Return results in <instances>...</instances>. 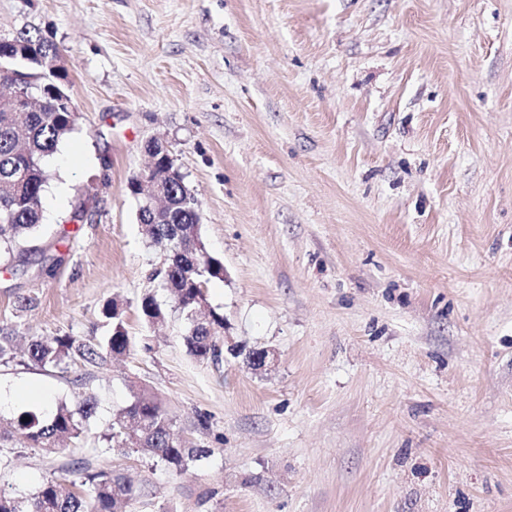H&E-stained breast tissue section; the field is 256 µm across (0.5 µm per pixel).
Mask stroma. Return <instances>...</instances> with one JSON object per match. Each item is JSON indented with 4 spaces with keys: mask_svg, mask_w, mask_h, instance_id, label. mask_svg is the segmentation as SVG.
<instances>
[{
    "mask_svg": "<svg viewBox=\"0 0 512 512\" xmlns=\"http://www.w3.org/2000/svg\"><path fill=\"white\" fill-rule=\"evenodd\" d=\"M23 31L59 46L78 119L0 257V333L96 343L114 298L131 345L0 363V423L32 387L99 401L83 447L17 454L1 492L84 458L145 487L124 512H512V0H0ZM153 137L224 264L216 362L187 354L127 189ZM137 388L208 456L105 448Z\"/></svg>",
    "mask_w": 512,
    "mask_h": 512,
    "instance_id": "1",
    "label": "stroma"
}]
</instances>
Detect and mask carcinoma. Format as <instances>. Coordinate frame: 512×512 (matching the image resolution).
<instances>
[{"label": "carcinoma", "instance_id": "obj_1", "mask_svg": "<svg viewBox=\"0 0 512 512\" xmlns=\"http://www.w3.org/2000/svg\"><path fill=\"white\" fill-rule=\"evenodd\" d=\"M38 56L57 58L60 49L40 33L0 38V85H12L19 69L34 72L31 62ZM63 80L59 71L46 73L39 81L40 102L25 112L0 107V252L11 251L42 221L41 197L47 185L44 160L75 129L77 119ZM157 172L161 176L156 191L167 201L166 223H153V214L144 210L139 212V221L152 242L181 247L161 271L162 286L170 292L185 322L186 352L197 359L217 361L223 352L224 315L211 309L206 320L199 322L197 313L207 307L201 285L224 278V265L209 254L198 236L200 203L189 195L174 160L161 158ZM102 313L111 322L104 342L96 344L69 335L36 337L29 343L27 359L44 370L66 369L76 360L96 365L112 353L128 351L129 336L116 301L107 302ZM140 313L149 326L165 320L164 309L150 293L142 297ZM96 413L95 397L84 393L71 405L57 404L50 413L24 410L13 418L12 427L23 439L24 448L53 453L62 437L82 441ZM173 427V418L161 403L140 392L113 414L104 440L109 448H133L180 472L204 458L207 451L173 438ZM130 492L131 484L125 478L103 469L93 472L90 464L80 459L70 476L47 478L28 497L0 492V512H115L117 503Z\"/></svg>", "mask_w": 512, "mask_h": 512}]
</instances>
